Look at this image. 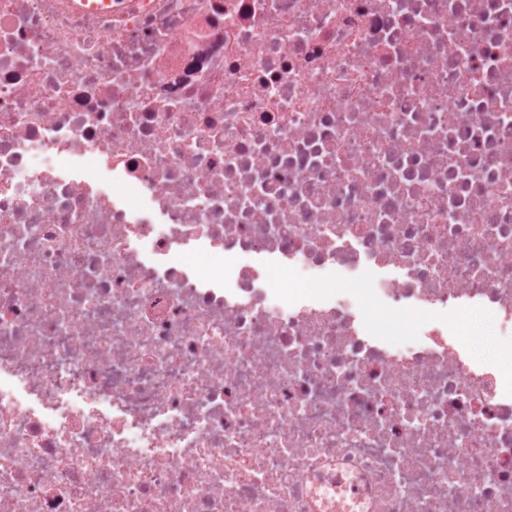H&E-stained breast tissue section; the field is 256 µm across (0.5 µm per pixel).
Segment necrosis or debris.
Segmentation results:
<instances>
[{"label": "necrosis or debris", "instance_id": "1", "mask_svg": "<svg viewBox=\"0 0 512 512\" xmlns=\"http://www.w3.org/2000/svg\"><path fill=\"white\" fill-rule=\"evenodd\" d=\"M468 307L512 340V0H0V512H512Z\"/></svg>", "mask_w": 512, "mask_h": 512}]
</instances>
